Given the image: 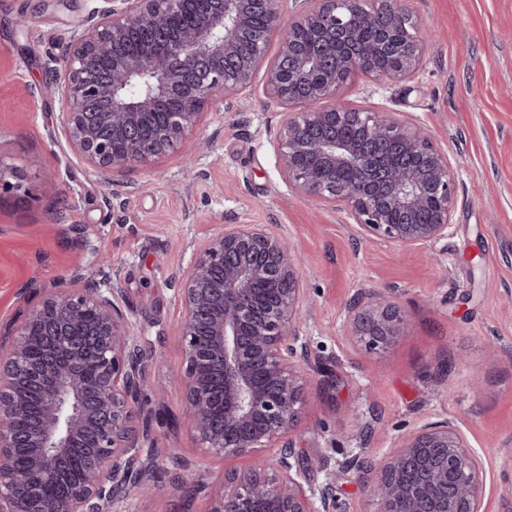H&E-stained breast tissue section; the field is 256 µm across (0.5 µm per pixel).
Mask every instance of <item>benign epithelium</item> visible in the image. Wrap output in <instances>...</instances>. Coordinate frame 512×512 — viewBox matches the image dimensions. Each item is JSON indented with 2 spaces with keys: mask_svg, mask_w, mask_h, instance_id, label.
<instances>
[{
  "mask_svg": "<svg viewBox=\"0 0 512 512\" xmlns=\"http://www.w3.org/2000/svg\"><path fill=\"white\" fill-rule=\"evenodd\" d=\"M73 35L58 87L70 148L100 171L151 162L180 146L204 104L233 97L264 70L279 110L272 145L283 180L348 210L365 239L425 246L448 238L456 168L420 127L390 112L336 102L351 78L400 81L418 68L422 26L400 0H102ZM307 28L312 43L294 36ZM415 37L402 65L374 60L396 31ZM279 36L267 57L269 37ZM119 289L107 280L57 289L0 342V512H128L150 481L130 462L151 454L139 436L147 364ZM305 296L299 259L264 224H225L197 248L181 288L178 326L184 412L204 447L258 463L213 488L184 469L175 483L211 499L208 512H335L336 486H305L286 441L305 401ZM368 350L404 335L410 315L378 292L348 305ZM91 452L81 480L71 451ZM370 512H483L485 472L452 420L427 423L376 462L359 464Z\"/></svg>",
  "mask_w": 512,
  "mask_h": 512,
  "instance_id": "benign-epithelium-1",
  "label": "benign epithelium"
}]
</instances>
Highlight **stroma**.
<instances>
[{
	"label": "stroma",
	"instance_id": "obj_1",
	"mask_svg": "<svg viewBox=\"0 0 512 512\" xmlns=\"http://www.w3.org/2000/svg\"><path fill=\"white\" fill-rule=\"evenodd\" d=\"M403 4L429 26L418 72L382 84L358 75L339 97L421 126L455 161L451 233L422 248L363 239L344 209L283 181L270 144L278 118L259 77L209 102L184 150L95 170L68 146L49 91L92 0H0V175L11 184L0 192V326L19 323L39 291L79 277L119 288L149 365L140 427L155 448L133 466L151 467L156 495L133 500L132 512H206L205 498L172 483L181 459L214 481L252 463L205 454L181 415L182 387L152 389L183 365L177 288L223 224L269 225L303 259L309 365L290 440L309 485L335 474L343 512H368L354 459H380L448 418L483 458L485 512H512V0ZM377 292L392 293L412 324L369 351L347 307Z\"/></svg>",
	"mask_w": 512,
	"mask_h": 512
}]
</instances>
